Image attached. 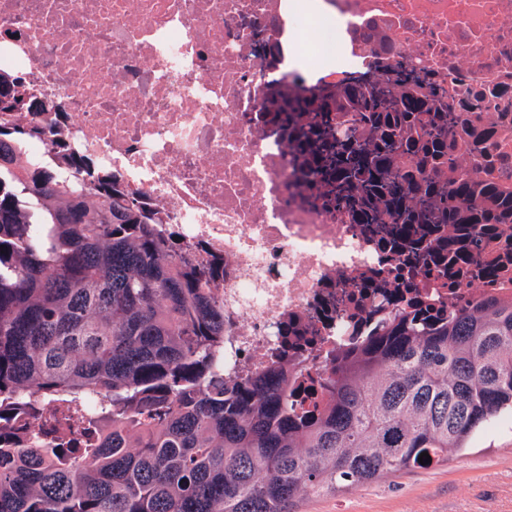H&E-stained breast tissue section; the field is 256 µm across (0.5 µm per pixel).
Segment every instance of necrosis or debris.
I'll return each instance as SVG.
<instances>
[{"instance_id":"obj_1","label":"necrosis or debris","mask_w":512,"mask_h":512,"mask_svg":"<svg viewBox=\"0 0 512 512\" xmlns=\"http://www.w3.org/2000/svg\"><path fill=\"white\" fill-rule=\"evenodd\" d=\"M0 71L46 96L59 138L158 210L189 260H223L226 382L280 365L293 391L414 303L512 302V0H0ZM404 73L430 105L402 113L409 139L436 111L458 126L424 171L393 166L418 190L468 177L472 195L449 222L365 224L328 198L337 144L376 133L348 96ZM17 152L83 180L49 139ZM477 205L499 219L461 268L448 249Z\"/></svg>"}]
</instances>
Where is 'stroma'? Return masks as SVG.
I'll return each instance as SVG.
<instances>
[{"mask_svg":"<svg viewBox=\"0 0 512 512\" xmlns=\"http://www.w3.org/2000/svg\"><path fill=\"white\" fill-rule=\"evenodd\" d=\"M298 512H512V417L485 428L448 462L312 497Z\"/></svg>","mask_w":512,"mask_h":512,"instance_id":"obj_1","label":"stroma"}]
</instances>
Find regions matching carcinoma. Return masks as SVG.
<instances>
[{
    "instance_id": "cac0c4a2",
    "label": "carcinoma",
    "mask_w": 512,
    "mask_h": 512,
    "mask_svg": "<svg viewBox=\"0 0 512 512\" xmlns=\"http://www.w3.org/2000/svg\"><path fill=\"white\" fill-rule=\"evenodd\" d=\"M0 73V512H295L389 474L431 467L512 415V305L488 300L451 316L426 308L394 322L319 382L285 394L288 371L235 386L224 354V308L211 289L221 261H185L180 237L115 175L76 187L48 166L17 163L11 142L51 137L50 111ZM368 112H424L380 83ZM455 116L421 128L439 145ZM394 138L336 152V167L374 157L399 218L433 222L465 180H427L399 195L387 165ZM371 189L336 177V201ZM101 398L78 444L26 436L34 399L66 410Z\"/></svg>"
}]
</instances>
